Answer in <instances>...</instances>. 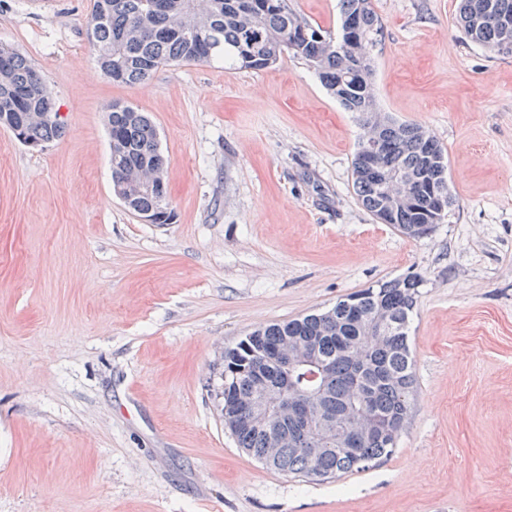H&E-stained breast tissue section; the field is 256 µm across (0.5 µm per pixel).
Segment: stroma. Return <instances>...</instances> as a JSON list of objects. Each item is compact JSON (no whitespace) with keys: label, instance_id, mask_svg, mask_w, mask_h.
I'll list each match as a JSON object with an SVG mask.
<instances>
[{"label":"stroma","instance_id":"1","mask_svg":"<svg viewBox=\"0 0 512 512\" xmlns=\"http://www.w3.org/2000/svg\"><path fill=\"white\" fill-rule=\"evenodd\" d=\"M92 7L0 0L65 124L41 151L0 128V512H512V56L466 38L458 0H372L378 106L448 164L453 204L412 239L358 202L362 127L305 60L116 84ZM115 101L159 130L171 223L112 189ZM412 272L395 453L319 482L242 451L206 388L224 349Z\"/></svg>","mask_w":512,"mask_h":512}]
</instances>
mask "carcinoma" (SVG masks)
<instances>
[{
	"label": "carcinoma",
	"mask_w": 512,
	"mask_h": 512,
	"mask_svg": "<svg viewBox=\"0 0 512 512\" xmlns=\"http://www.w3.org/2000/svg\"><path fill=\"white\" fill-rule=\"evenodd\" d=\"M476 0H460L458 23L474 44L512 55V30L505 33L474 16ZM340 33L334 37L294 11L289 0H94L90 17L97 62L112 82L136 85L171 63H208L216 56L244 70L275 67L291 53L313 67L326 89L364 129L353 161V189L361 205L383 224L410 238L434 231L433 194L453 203L447 162L439 142L424 128L381 114L374 92L369 48L381 22L371 0H340ZM112 184L136 214L161 206L166 192L159 132L138 109L108 106ZM0 119L21 125L29 139L50 143L62 137L53 96L41 72L21 53L0 46ZM378 151L374 165L362 159L369 136ZM398 169L407 200L385 212L388 185L374 169ZM422 278L417 274L371 286L339 300L330 309L259 327L224 349L214 398L224 426L239 447L258 461L279 448L273 469L315 481L366 470L391 456L405 429L414 392V359L409 345L410 316ZM388 330L373 335L379 323ZM304 349L321 364L320 382L309 367H289L278 357L283 342ZM272 389L301 399L299 421L321 419L340 427L351 410L380 424L378 433L347 451L313 435L291 436L277 445L275 426L256 429L238 396L265 397Z\"/></svg>",
	"instance_id": "carcinoma-1"
}]
</instances>
